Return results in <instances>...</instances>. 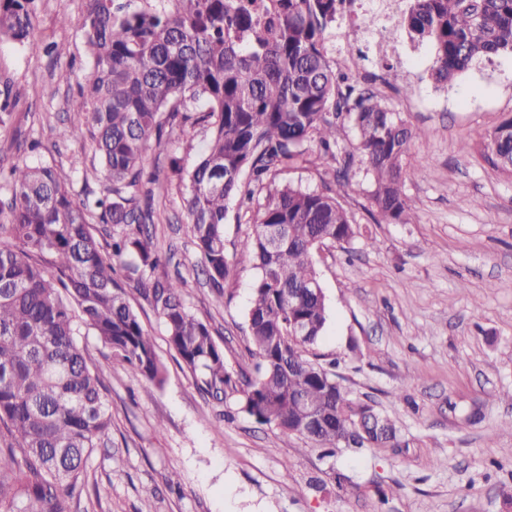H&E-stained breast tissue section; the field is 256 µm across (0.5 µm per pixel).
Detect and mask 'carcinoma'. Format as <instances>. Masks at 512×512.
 Returning a JSON list of instances; mask_svg holds the SVG:
<instances>
[{"label": "carcinoma", "mask_w": 512, "mask_h": 512, "mask_svg": "<svg viewBox=\"0 0 512 512\" xmlns=\"http://www.w3.org/2000/svg\"><path fill=\"white\" fill-rule=\"evenodd\" d=\"M35 0H0V41H28ZM134 9L126 0H88L82 24L89 54L77 95L81 120L59 131L90 135L103 189L78 200L73 175L56 164L0 167L10 194L0 224V512H69L93 449L112 418L99 371L77 336L85 326L113 359L146 383L165 382L155 342L128 303L138 292L162 321L167 342L205 395L235 397L243 411L323 449L378 448L397 440L395 422L353 397L309 350L322 338L328 305L313 253L357 234L330 191L290 184L254 199L287 166L319 163L343 178L353 154L336 150L351 126L373 175L371 200L388 223L408 222L403 160L418 132L382 98L334 69L325 34L344 0H171ZM401 27L434 51L432 79L455 77L512 53V0H410ZM0 127L18 103L0 83ZM206 124L210 138L191 169L176 155L177 184L203 272L215 288L235 275L225 251L227 203L252 223L240 251L259 271L246 320L256 377L224 365L209 323L188 310L185 281L168 272L154 241L157 215L149 151L175 130ZM495 168L512 170V116L490 135ZM111 226L100 240L91 218Z\"/></svg>", "instance_id": "1"}]
</instances>
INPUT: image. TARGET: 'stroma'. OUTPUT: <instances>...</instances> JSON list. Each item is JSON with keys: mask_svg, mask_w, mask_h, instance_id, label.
Returning <instances> with one entry per match:
<instances>
[{"mask_svg": "<svg viewBox=\"0 0 512 512\" xmlns=\"http://www.w3.org/2000/svg\"><path fill=\"white\" fill-rule=\"evenodd\" d=\"M87 5L36 0L29 41L0 42V77L19 96L10 126L0 129V161L63 166L79 199L103 186L95 146L88 137L60 139L58 131L80 120L66 100L88 63ZM357 41L353 24L338 18L326 35L328 57L372 82L418 130L403 183L414 218L375 222L373 177L361 160L344 181L303 164L280 171L274 184L331 188L358 227L350 243L314 253L329 305L315 351L336 359L337 379L353 397L394 420L401 447L340 448L323 458L257 423L236 399L213 400L134 293L129 303L156 341L166 382H142L107 360L93 331L80 336L103 370L112 443L92 452L70 512H369L382 492L384 512H512V435L500 429L512 418V175L485 159L491 132L512 115V56L493 57L439 89L429 44L403 33L387 55L347 53ZM52 43L61 55L46 53ZM208 137L202 126L189 136L173 133L149 161L163 170L174 153L192 167ZM33 140L41 143L34 153ZM153 205L154 238L173 254L169 272L184 278L186 305L211 324L227 370L251 374L245 314L258 272L239 253L245 217L229 206L226 252L237 271L216 306L176 186L159 179Z\"/></svg>", "mask_w": 512, "mask_h": 512, "instance_id": "1", "label": "stroma"}]
</instances>
